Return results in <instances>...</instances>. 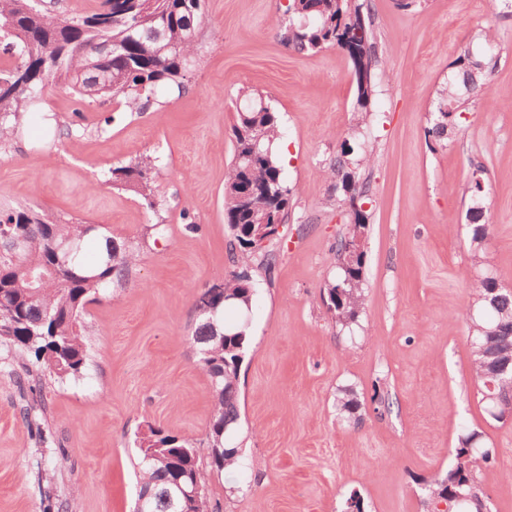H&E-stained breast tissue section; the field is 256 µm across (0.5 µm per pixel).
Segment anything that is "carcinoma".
Instances as JSON below:
<instances>
[{"mask_svg": "<svg viewBox=\"0 0 512 512\" xmlns=\"http://www.w3.org/2000/svg\"><path fill=\"white\" fill-rule=\"evenodd\" d=\"M204 0H98L86 13L62 18L39 9L37 0H0V36L11 40L19 62L0 68V151L19 138L25 116L43 100L51 85L64 84L73 95L79 113L91 103L116 102L127 112H146L161 88H186L188 74L197 62L196 36L187 30L203 22ZM288 20L277 21L281 42L297 53L318 52L337 46L352 61L356 78V103L368 111L380 80L370 13L356 0H289ZM109 43L112 54L90 55L97 45ZM498 59L497 53L466 54L457 71L440 90L435 111L437 122L428 135L438 143L460 127L470 96H487L485 78ZM261 97H248L237 108L232 125L234 164L224 181V220L241 255L234 262L250 268L253 251L240 238L238 225L252 223V215L265 214L268 223L288 219L292 188L272 146L280 137V124ZM372 157L364 148L361 132L354 128L343 137L336 159L326 170L347 205L352 223L365 230L362 210L370 186L362 171ZM149 159L112 168V183L138 194L157 217L145 236L163 231L165 217L155 200ZM472 262L476 271L473 288L480 314L471 318V339L485 347L472 355V367L480 395L488 393L483 376L490 357L512 347V294L500 293L491 301L490 268L482 253L489 225L481 207L469 208ZM101 225L62 220L28 205L0 207V346L17 352L18 364L27 378L21 396L43 398L42 377L59 380L80 377L88 361L86 346L87 306L101 302L112 289L126 284L138 263L143 242H133L100 232ZM24 241L15 250L12 242ZM94 242L91 258L87 245ZM366 253L350 268H339L326 285L325 302L335 307L336 322L347 328L358 321L364 304ZM242 273L207 285L195 302L198 324L193 334L196 364L210 381L213 415L207 435L208 465L228 471L238 483L249 484L245 467L239 465L241 449L235 443L239 430V371L249 346L248 323L242 318L252 309L257 288L241 287ZM454 465L430 482L429 499L445 510L479 512L481 489L478 474L495 462V449L480 446V433L460 435L453 448ZM139 471L137 500L142 510L177 512L174 480L200 486L199 512H209V491L201 476L202 460L196 442L148 427L140 440L136 462ZM471 495L454 500L455 493Z\"/></svg>", "mask_w": 512, "mask_h": 512, "instance_id": "obj_1", "label": "carcinoma"}]
</instances>
